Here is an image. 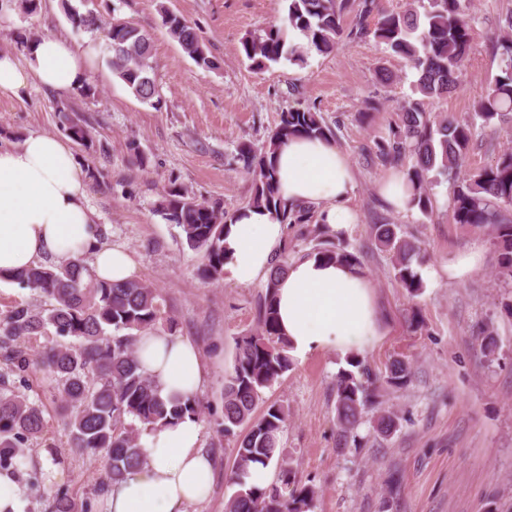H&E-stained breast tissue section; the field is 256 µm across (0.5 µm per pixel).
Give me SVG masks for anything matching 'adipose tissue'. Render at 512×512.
<instances>
[{
	"label": "adipose tissue",
	"mask_w": 512,
	"mask_h": 512,
	"mask_svg": "<svg viewBox=\"0 0 512 512\" xmlns=\"http://www.w3.org/2000/svg\"><path fill=\"white\" fill-rule=\"evenodd\" d=\"M93 54V47L81 50L51 35L28 43L24 60L0 52V95L20 96L33 80L73 91L87 82ZM275 168L279 194L288 203L317 206L320 223L338 234L356 223L349 205L354 171L333 142L289 138L277 151ZM87 190L85 171L67 140L33 134L0 148V275L27 269L44 256L64 263L87 256L97 279L132 278L133 254L100 243L102 226ZM284 237L285 226L273 212L236 213L224 239L226 278L266 282ZM276 308L289 352L299 359L315 351L361 356L381 334L372 284L356 265L313 255L290 262L276 290ZM138 348L162 395L186 397L199 390L203 364L191 342L151 332L140 336ZM202 435V421L189 415L143 435V464L108 487L103 512H186L189 504L206 500L214 467Z\"/></svg>",
	"instance_id": "ef3b65f1"
}]
</instances>
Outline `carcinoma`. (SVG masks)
Here are the masks:
<instances>
[{
    "instance_id": "obj_1",
    "label": "carcinoma",
    "mask_w": 512,
    "mask_h": 512,
    "mask_svg": "<svg viewBox=\"0 0 512 512\" xmlns=\"http://www.w3.org/2000/svg\"><path fill=\"white\" fill-rule=\"evenodd\" d=\"M67 19L75 28L105 30L112 51V72L143 102L158 106L152 65L151 35L129 22L104 27L93 13H82L63 0ZM423 11L384 9L379 0H289L284 25L262 37H245L241 49L256 71L285 57L304 62L315 50L329 54L344 38L373 36L393 55L410 61L418 72V99L400 106L398 122L388 136L375 142L374 160L384 168H403L410 184V208L433 212L432 181L453 186L448 201L454 223L489 230L499 246V267L512 277V151L468 177L459 175L461 161L476 127L512 122V12L499 22V72L489 81L474 107V121L460 124L445 116L431 119L428 101L458 89L461 66L471 50L472 27L466 0H426ZM162 23L182 50L198 65L211 69L215 62L199 36L183 18L161 7ZM68 136L81 146L93 147L87 127L72 123ZM334 130L321 113L289 108L259 148L242 143L234 161L253 176L254 191L247 207L271 210L283 224H299L316 241L314 255L328 261L359 264V257L333 242L325 224L313 221L308 206L283 201L277 191L274 153L290 137L333 139ZM156 211L179 229L186 245L203 258L202 276L224 278V230L230 216L219 203L199 201L184 188L170 187L156 203ZM375 238L391 256L394 276L407 293L424 288L413 262L421 245L399 232L396 224L374 225ZM288 264V246L273 262L258 309L254 332L236 341L232 368L224 376L220 426L224 435L243 427L238 439L236 468L228 479L234 492L225 512H310L316 496L312 485L296 481L293 468L280 452V435L288 411L276 402L255 415L263 391L272 387L292 365L288 342L282 336L275 309V288ZM7 280L42 298L40 304H17L0 315V473L14 475L21 449L41 437L47 405L21 391L24 373L34 370L47 382L54 411L66 420V446L75 455L103 453L106 482L118 484L143 462L141 436L186 415L200 417L204 406L197 397L164 398L141 367L135 351L137 336L146 330L175 335L177 323L166 315L162 296L142 280L121 283L93 278L83 259L66 264L37 263ZM335 384L337 444L356 439L363 414L377 409V428L390 435L399 417L378 401L379 389H404L412 380L408 360L393 357L385 372L373 375L363 362L347 359ZM277 462L278 482L265 487L248 482L251 466ZM53 512H86L67 492L53 496Z\"/></svg>"
}]
</instances>
